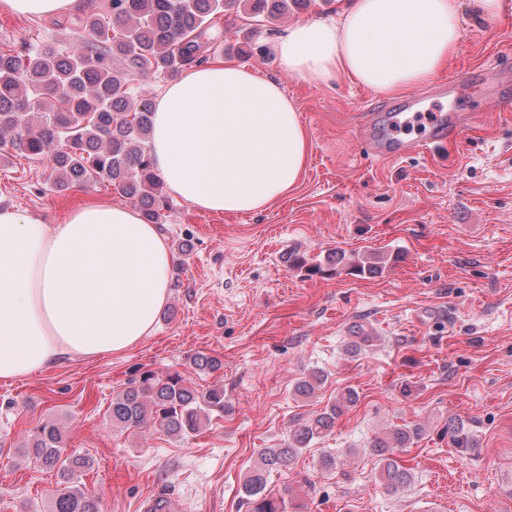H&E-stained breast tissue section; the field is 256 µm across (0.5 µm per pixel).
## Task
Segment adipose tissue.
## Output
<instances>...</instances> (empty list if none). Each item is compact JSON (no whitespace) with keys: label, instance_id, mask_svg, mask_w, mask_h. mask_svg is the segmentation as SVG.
Returning a JSON list of instances; mask_svg holds the SVG:
<instances>
[{"label":"adipose tissue","instance_id":"obj_1","mask_svg":"<svg viewBox=\"0 0 512 512\" xmlns=\"http://www.w3.org/2000/svg\"><path fill=\"white\" fill-rule=\"evenodd\" d=\"M462 37L457 0H344L338 21L290 25L274 60L305 83L346 77L393 93L430 82ZM149 146L174 196L234 215L286 197L310 141L275 79L227 61L165 88ZM172 265L167 237L131 207L88 204L59 224L0 207V380L141 343L168 301Z\"/></svg>","mask_w":512,"mask_h":512}]
</instances>
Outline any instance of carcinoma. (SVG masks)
I'll return each instance as SVG.
<instances>
[{"instance_id":"1","label":"carcinoma","mask_w":512,"mask_h":512,"mask_svg":"<svg viewBox=\"0 0 512 512\" xmlns=\"http://www.w3.org/2000/svg\"><path fill=\"white\" fill-rule=\"evenodd\" d=\"M240 6L275 18L297 7L298 0H108L106 12L82 18L89 38L80 43L60 50L0 49V161L15 155L46 157L53 188L106 182L138 204L146 222L161 223L169 200L148 145L154 111L147 102L135 104L134 83L147 75L176 77L186 67L206 62L208 30L225 10ZM289 262L310 276L325 273L300 255ZM382 264V256L369 254L348 258L346 266L355 276L369 277ZM351 334L345 353L356 357L369 346L372 333L354 325ZM193 365L214 373L224 362L198 354ZM326 381L324 371L312 370L296 381L294 392L310 396ZM357 401L355 390L339 392L329 408L299 424L280 447L263 449L241 482L247 512H288L285 498L268 488L270 472L291 464ZM228 409L222 385L200 391L177 372L147 370L112 397L110 416L112 425L125 431L152 424L170 436L188 438ZM448 434L455 447H473L466 430L452 420ZM421 435L416 425L397 424L369 442L368 452L376 457L386 488L410 482L411 473L395 453ZM26 448L35 463L60 475L55 512H101L99 498L74 481L75 472L90 468L92 461L63 456L58 424L31 429Z\"/></svg>"}]
</instances>
